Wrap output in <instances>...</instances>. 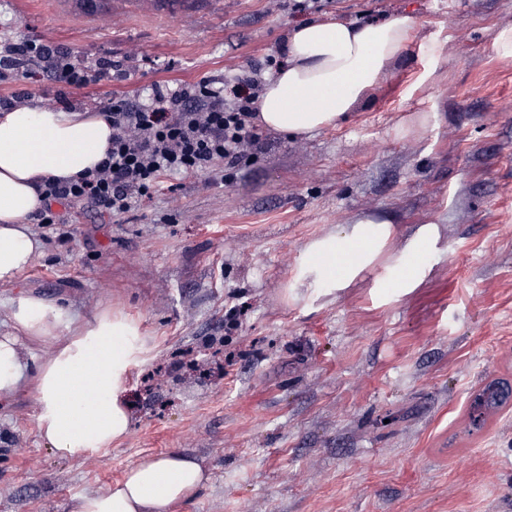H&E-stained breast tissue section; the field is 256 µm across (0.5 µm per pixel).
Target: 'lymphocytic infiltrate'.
<instances>
[{
  "label": "lymphocytic infiltrate",
  "instance_id": "obj_1",
  "mask_svg": "<svg viewBox=\"0 0 512 512\" xmlns=\"http://www.w3.org/2000/svg\"><path fill=\"white\" fill-rule=\"evenodd\" d=\"M276 55L263 63L225 71L223 81L153 87L147 98H112L99 108L112 126V148L94 170L74 182L46 180L40 187L41 224L76 223L79 211L131 212L165 176L190 174L223 165L233 171L255 159L262 133L255 123L266 76L279 68ZM45 73L54 82L82 87L106 73L123 74L121 62L99 60L76 66L37 39L14 43L0 55V72ZM63 212H56V205Z\"/></svg>",
  "mask_w": 512,
  "mask_h": 512
}]
</instances>
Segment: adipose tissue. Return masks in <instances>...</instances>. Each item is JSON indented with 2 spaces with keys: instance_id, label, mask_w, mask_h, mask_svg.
<instances>
[{
  "instance_id": "1",
  "label": "adipose tissue",
  "mask_w": 512,
  "mask_h": 512,
  "mask_svg": "<svg viewBox=\"0 0 512 512\" xmlns=\"http://www.w3.org/2000/svg\"><path fill=\"white\" fill-rule=\"evenodd\" d=\"M415 26V17L405 12L375 22L329 18L296 26L288 37L287 64L258 102L260 123L295 135L335 126L379 83ZM306 96L315 97V105H302ZM111 139V124L96 112L32 105L0 110V285L15 283L42 253L27 224L44 205L40 182L94 168ZM392 222L385 213L361 214L345 231L310 241L298 262L299 283L345 287L374 267ZM438 243L434 225L420 226L405 245L413 267L379 277L377 287H415ZM344 252L349 258L337 266L336 256ZM9 318L12 331L0 336V400L33 388L38 432L62 456L94 452L124 437L131 424L126 374L143 354L138 323L107 308L82 323L70 306L24 292L10 299ZM25 335L55 340L56 346L39 357L24 356ZM206 481L202 467L183 452L150 455L112 487L78 497L73 512H168Z\"/></svg>"
}]
</instances>
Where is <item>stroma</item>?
Here are the masks:
<instances>
[{
  "instance_id": "35a3bbf8",
  "label": "stroma",
  "mask_w": 512,
  "mask_h": 512,
  "mask_svg": "<svg viewBox=\"0 0 512 512\" xmlns=\"http://www.w3.org/2000/svg\"><path fill=\"white\" fill-rule=\"evenodd\" d=\"M194 9L188 39L135 0L117 27L112 0H0V39L127 71L79 89L13 76L0 99L93 112L155 83L220 80L307 21L283 0ZM395 12L417 21L410 43L336 127L267 130L231 178H162L140 209L84 212L66 240L32 224L44 254L0 286V336L10 298L26 292L84 323L106 306L133 318L147 354L127 375L130 431L108 448L60 456L39 436L30 392L0 401V512H72L79 495L169 450L208 476L171 512H512V404L468 429L478 390L512 388V58L493 49L512 0H328L323 14ZM423 112L427 130L398 134ZM375 211L394 219L375 267L345 288L301 287L309 242ZM431 222L440 251L419 286L375 287L409 264L407 239Z\"/></svg>"
}]
</instances>
